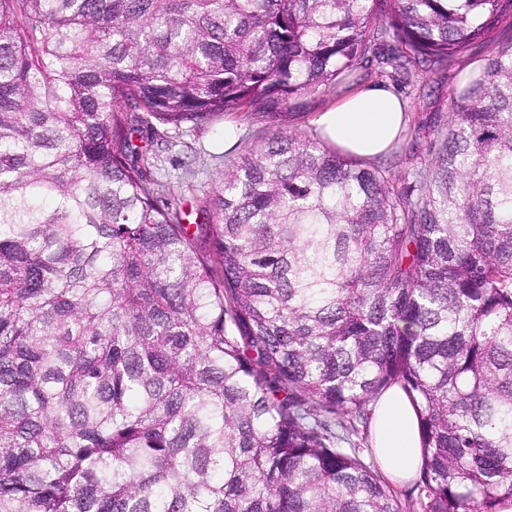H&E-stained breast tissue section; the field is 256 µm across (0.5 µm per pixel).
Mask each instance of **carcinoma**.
<instances>
[{
    "label": "carcinoma",
    "instance_id": "carcinoma-1",
    "mask_svg": "<svg viewBox=\"0 0 512 512\" xmlns=\"http://www.w3.org/2000/svg\"><path fill=\"white\" fill-rule=\"evenodd\" d=\"M512 0H0V512H415L370 405L399 386L421 512L512 503ZM493 42L435 163L280 129L205 223L131 135Z\"/></svg>",
    "mask_w": 512,
    "mask_h": 512
}]
</instances>
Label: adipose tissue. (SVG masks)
Segmentation results:
<instances>
[{
  "label": "adipose tissue",
  "instance_id": "obj_1",
  "mask_svg": "<svg viewBox=\"0 0 512 512\" xmlns=\"http://www.w3.org/2000/svg\"><path fill=\"white\" fill-rule=\"evenodd\" d=\"M407 102L382 84L364 86L318 119L321 134L341 150L371 159L385 153L405 125ZM375 452L391 479L406 482L418 475L421 441L415 411L399 388L387 390L372 421Z\"/></svg>",
  "mask_w": 512,
  "mask_h": 512
}]
</instances>
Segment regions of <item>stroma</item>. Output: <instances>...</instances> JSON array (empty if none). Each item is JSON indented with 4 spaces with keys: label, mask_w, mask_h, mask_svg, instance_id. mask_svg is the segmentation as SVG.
<instances>
[{
    "label": "stroma",
    "mask_w": 512,
    "mask_h": 512,
    "mask_svg": "<svg viewBox=\"0 0 512 512\" xmlns=\"http://www.w3.org/2000/svg\"><path fill=\"white\" fill-rule=\"evenodd\" d=\"M491 49L488 43L474 44L451 67L422 74L401 87L410 106L409 122L393 150L382 158L383 166L399 174L414 164L433 162V133L446 125L453 93L478 70ZM348 93L346 86L339 85L326 92L298 96L282 107L276 122L259 107L229 112L221 121L189 128L186 136L171 140L164 137L165 126L144 125L133 133L132 141L157 156L152 173L159 183V205L177 206L186 213L188 223L197 224L201 221V200L210 195L220 173L239 153L260 143L277 126L319 138L317 117ZM228 122L236 127L229 143L224 140V125Z\"/></svg>",
    "instance_id": "1"
}]
</instances>
